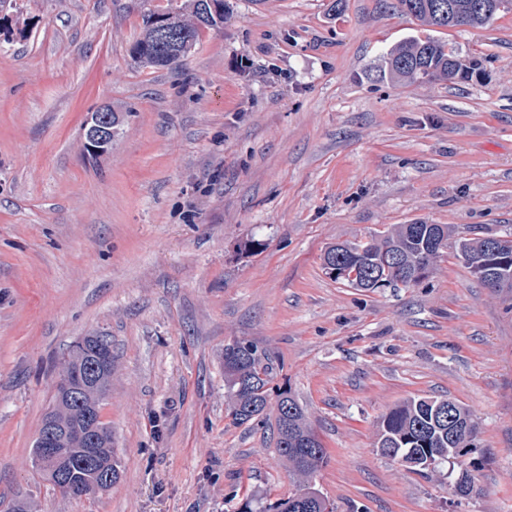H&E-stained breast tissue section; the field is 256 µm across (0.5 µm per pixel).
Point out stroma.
Masks as SVG:
<instances>
[{"instance_id":"35a3bbf8","label":"stroma","mask_w":512,"mask_h":512,"mask_svg":"<svg viewBox=\"0 0 512 512\" xmlns=\"http://www.w3.org/2000/svg\"><path fill=\"white\" fill-rule=\"evenodd\" d=\"M0 29V512H235L293 489L274 414L234 425L224 346L274 356L272 385L327 452L336 512H512V300L445 251L411 288L331 279L322 255L391 224L512 235V6L443 31L466 82L379 75L427 35L397 0H227L179 65L134 63L145 9L168 0H17ZM124 117L90 157L84 125ZM259 249H247L249 240ZM112 339L101 419L112 489L54 491L32 464L71 345ZM414 396L466 405L477 490L409 472L375 422Z\"/></svg>"}]
</instances>
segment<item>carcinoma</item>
Here are the masks:
<instances>
[{"mask_svg": "<svg viewBox=\"0 0 512 512\" xmlns=\"http://www.w3.org/2000/svg\"><path fill=\"white\" fill-rule=\"evenodd\" d=\"M507 0H398L400 10L434 29L459 26L484 27ZM224 0H184L164 10L149 9L142 14L139 38L132 47L137 64L166 67L154 43L155 28L169 24L183 34L178 47L179 64L194 48L203 28L224 22ZM381 76L403 82L442 80L455 82L469 78L478 63L460 60L440 38L409 36L390 46L383 56ZM453 229L449 224H392L365 241L336 243L323 254V270H336L334 280L351 288L374 291L378 288H410L434 274L438 260L448 249ZM456 255L469 273L497 295L512 294V238L498 243L492 256L483 237L460 239L454 243ZM97 336L83 337L72 346L54 386L53 406L42 423L62 430L58 443L62 454L73 465L63 480L47 474L62 496H81L90 485L105 491L112 485L102 481V473L119 478V462L112 453V430L101 420L100 406L112 384V364L101 367L94 386L80 384L78 375L95 361ZM275 360L268 350L251 340H234L224 345V399L233 423L242 425L263 415L270 405V383ZM456 415L471 425L466 441L448 443V399L411 398L381 416L376 432L377 448H391L395 455L430 460L431 470L449 459L457 460L464 472L475 468L465 460L475 447L476 424L470 411L454 402ZM275 445L279 460L293 476L295 489L277 500L274 512H305L303 499L312 498L310 512H323L326 497L313 483L327 460V449L307 422L303 407L288 393L278 394L276 402ZM93 447L94 462L79 466L86 448Z\"/></svg>", "mask_w": 512, "mask_h": 512, "instance_id": "1", "label": "carcinoma"}]
</instances>
